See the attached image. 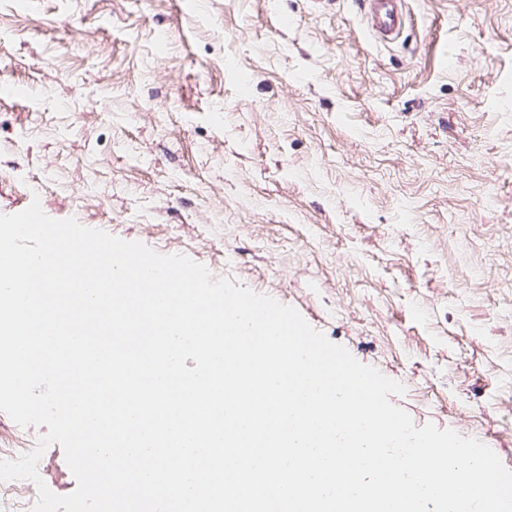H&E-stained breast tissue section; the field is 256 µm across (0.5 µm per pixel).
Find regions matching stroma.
Wrapping results in <instances>:
<instances>
[{
    "label": "stroma",
    "mask_w": 512,
    "mask_h": 512,
    "mask_svg": "<svg viewBox=\"0 0 512 512\" xmlns=\"http://www.w3.org/2000/svg\"><path fill=\"white\" fill-rule=\"evenodd\" d=\"M404 11L386 44L362 0H0V214L293 306L512 470V0Z\"/></svg>",
    "instance_id": "1"
}]
</instances>
